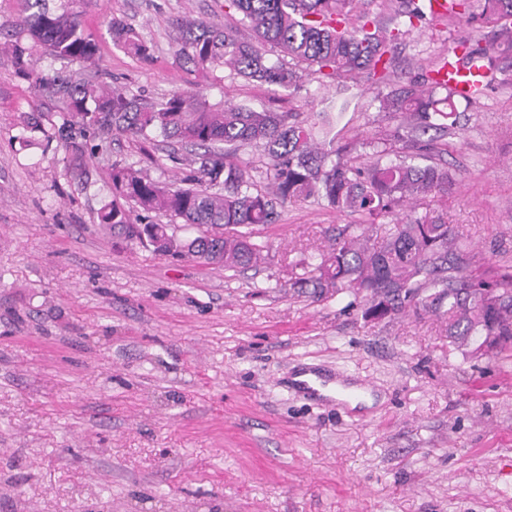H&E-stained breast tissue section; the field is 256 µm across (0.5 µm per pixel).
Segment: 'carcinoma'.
Here are the masks:
<instances>
[{
    "label": "carcinoma",
    "mask_w": 512,
    "mask_h": 512,
    "mask_svg": "<svg viewBox=\"0 0 512 512\" xmlns=\"http://www.w3.org/2000/svg\"><path fill=\"white\" fill-rule=\"evenodd\" d=\"M25 16L18 31L0 46L11 51L21 72L32 71L33 48L85 67L98 61V45L82 25L83 0H23ZM353 0H224V8L241 15L254 32L245 42L216 23L180 22L178 59L203 70L222 68L248 83L284 90L299 87V75L288 63H272L266 46L282 58L315 69L326 78L365 72L385 79L391 50L400 32L365 16L352 20ZM469 22L491 29L488 43L512 54V0H481ZM396 16L410 28L423 19L415 0H396ZM115 42L140 57L150 47L121 21L112 20ZM455 61L466 66L485 58L495 68L489 49L478 42H460ZM441 65L422 81L393 88L379 98L382 112L403 117V152L382 161L353 165L336 145L338 123L349 102L332 103L307 123L291 112L256 110L246 104L213 106L183 92L154 103L120 86L101 87L71 77L38 78L35 87L66 105L60 130L78 127L87 141L105 131L130 133L144 142L174 139L195 149L189 172L166 184L144 175L132 164L112 165V200L99 213V223L112 238L136 243L154 253L188 258L204 266L248 269L262 257L264 246L252 239V227L273 224L278 208L288 202L321 197L338 212L357 213L369 224H349L332 239L318 262H303L304 273L290 287L321 297L344 288L364 294L365 316L394 319L413 307L438 316L448 344L465 357H479L512 347V273L489 281L467 273L460 263L461 237L434 211L416 216L414 204L444 199L453 175L437 163L423 164L422 138L433 131L445 135L459 123L454 92L436 78ZM260 148L270 160L267 183L257 188L251 169L230 153ZM143 216L132 219L126 204ZM163 212L193 227L196 234L180 239L169 225L148 219ZM393 216V226L372 237L373 220Z\"/></svg>",
    "instance_id": "obj_1"
}]
</instances>
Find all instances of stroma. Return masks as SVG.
Masks as SVG:
<instances>
[{
	"mask_svg": "<svg viewBox=\"0 0 512 512\" xmlns=\"http://www.w3.org/2000/svg\"><path fill=\"white\" fill-rule=\"evenodd\" d=\"M179 17L252 38L224 0H93L82 21L98 65L39 53L36 69L304 120L343 87L359 103L343 132L359 163L372 143L403 146L377 96L485 36L423 20L394 45L387 81L306 71L287 92L180 64ZM115 19L149 57L113 43ZM457 109L425 154L455 173L437 208L467 270L491 277L512 270V59ZM64 112L0 51V512H512V352L466 358L434 315L377 322L348 291L316 301L289 287L295 263L361 216L287 204L255 229L265 261L241 272L153 254L98 223L112 166L168 183L190 147L113 132L79 159L58 132ZM304 366L361 383L372 406L296 392Z\"/></svg>",
	"mask_w": 512,
	"mask_h": 512,
	"instance_id": "stroma-1",
	"label": "stroma"
}]
</instances>
